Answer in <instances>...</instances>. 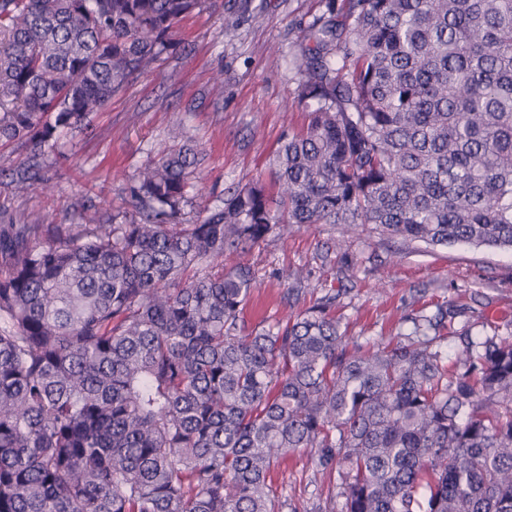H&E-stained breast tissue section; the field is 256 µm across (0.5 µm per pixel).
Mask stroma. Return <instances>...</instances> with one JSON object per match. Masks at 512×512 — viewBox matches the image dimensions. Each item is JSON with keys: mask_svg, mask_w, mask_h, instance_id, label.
I'll list each match as a JSON object with an SVG mask.
<instances>
[{"mask_svg": "<svg viewBox=\"0 0 512 512\" xmlns=\"http://www.w3.org/2000/svg\"><path fill=\"white\" fill-rule=\"evenodd\" d=\"M321 12V0H214L187 17L177 30L178 50L115 95L91 130L68 144L70 159L50 169L48 189L19 197L0 181V217L37 213L52 224H72L82 203L112 215L125 206L128 180L172 150L177 124L204 154L192 177L191 212L220 204L228 188L268 178L284 139L308 122L295 103L298 78L290 60L305 48L302 32ZM218 75L220 92L213 88ZM242 260L256 275L245 307L254 322L284 316V276L300 271L311 291L295 313L335 294L349 335L362 340H387L402 317L438 304L461 309L455 331L480 334L512 324L508 249H432L368 225L301 224L270 234ZM272 479L280 500L304 512H317L337 483L336 473L316 471L305 453L280 462Z\"/></svg>", "mask_w": 512, "mask_h": 512, "instance_id": "stroma-1", "label": "stroma"}]
</instances>
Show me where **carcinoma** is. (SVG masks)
I'll return each mask as SVG.
<instances>
[{"mask_svg":"<svg viewBox=\"0 0 512 512\" xmlns=\"http://www.w3.org/2000/svg\"><path fill=\"white\" fill-rule=\"evenodd\" d=\"M202 2L0 0V145L32 147L7 185L47 184L42 149L64 165ZM321 2L270 182L189 220L182 144L110 224H0V512H299L270 473L300 451L340 512H512V331L438 306L370 348L334 295L252 325L255 273L224 267L295 224L512 249V0Z\"/></svg>","mask_w":512,"mask_h":512,"instance_id":"carcinoma-1","label":"carcinoma"}]
</instances>
